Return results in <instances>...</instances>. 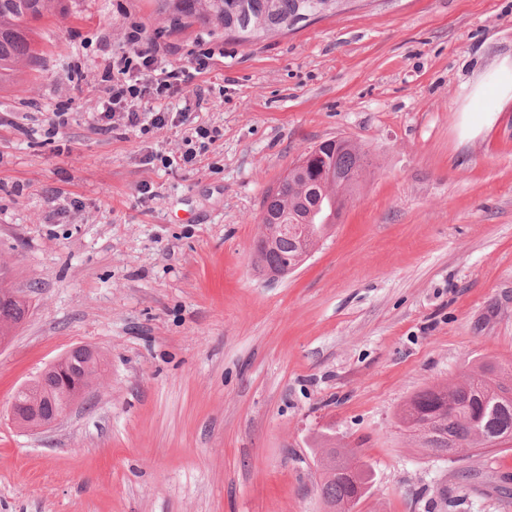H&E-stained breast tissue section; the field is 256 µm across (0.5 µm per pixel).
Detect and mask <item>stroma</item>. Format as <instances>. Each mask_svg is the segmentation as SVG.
<instances>
[{"instance_id":"stroma-1","label":"stroma","mask_w":512,"mask_h":512,"mask_svg":"<svg viewBox=\"0 0 512 512\" xmlns=\"http://www.w3.org/2000/svg\"><path fill=\"white\" fill-rule=\"evenodd\" d=\"M134 22L166 63L214 67L203 109L171 104L185 124L118 135L99 68ZM40 48L0 89V263L29 304L0 349V512H324L332 446L372 473L355 512H512V447L437 457L397 420L512 362V103L472 138L458 110L512 55V0H365L246 45L171 29L155 0H86ZM199 125L221 135L187 166ZM341 136L374 172L301 267L259 272L265 192ZM85 344L99 384L18 429L19 386Z\"/></svg>"}]
</instances>
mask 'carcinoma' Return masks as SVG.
Wrapping results in <instances>:
<instances>
[{
  "instance_id": "1",
  "label": "carcinoma",
  "mask_w": 512,
  "mask_h": 512,
  "mask_svg": "<svg viewBox=\"0 0 512 512\" xmlns=\"http://www.w3.org/2000/svg\"><path fill=\"white\" fill-rule=\"evenodd\" d=\"M158 11L175 29L202 24L224 31L241 44L295 31L304 24L343 12L348 0H155ZM79 0H0V87L13 83L23 68L40 60L38 37L42 23L75 11ZM303 167L288 169L276 195L264 197L272 239L255 243L256 263L272 276L285 275L302 256L300 236L323 239L325 220L344 207L358 191L373 166L370 152L346 139L322 141ZM319 212L299 232L284 235L278 225L305 217L315 204ZM27 302L0 296V333L18 325ZM399 421L420 446L435 456L464 448H502L512 445V367L481 362L465 379L451 385L425 388L403 405ZM335 460L325 466L320 483L327 512L346 502L357 505L372 487L371 472L359 461L332 448Z\"/></svg>"
}]
</instances>
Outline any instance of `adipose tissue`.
I'll return each instance as SVG.
<instances>
[{
	"mask_svg": "<svg viewBox=\"0 0 512 512\" xmlns=\"http://www.w3.org/2000/svg\"><path fill=\"white\" fill-rule=\"evenodd\" d=\"M466 94L460 112H468L470 103L483 106L484 126H491L504 106L512 103V56L499 59L491 68L473 78L465 86Z\"/></svg>",
	"mask_w": 512,
	"mask_h": 512,
	"instance_id": "obj_1",
	"label": "adipose tissue"
}]
</instances>
